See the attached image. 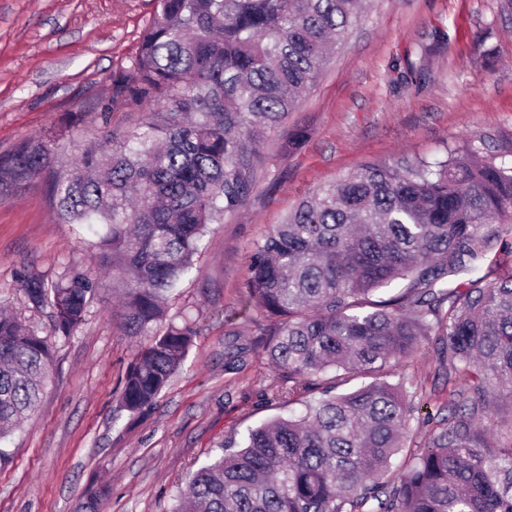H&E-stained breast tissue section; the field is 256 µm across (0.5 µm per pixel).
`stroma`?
<instances>
[{
  "mask_svg": "<svg viewBox=\"0 0 512 512\" xmlns=\"http://www.w3.org/2000/svg\"><path fill=\"white\" fill-rule=\"evenodd\" d=\"M157 0H0V153L37 134L57 137L58 166L102 130L126 132L137 106L107 111L112 74L128 68ZM298 128L308 133L289 145ZM478 153L512 164V0H370L316 85L265 134L245 206L213 225L175 310L199 327L188 358L144 415L119 407L128 364L145 344L119 310L95 303L70 336L22 293V275L93 268L85 233L61 223L43 172L0 201V307L52 342L38 410L0 440V512H171L195 470L225 437L298 415L285 373L258 345L259 310L246 303L250 256L302 199L362 161L390 165ZM442 339L392 366L416 410L385 474L398 481L413 452L448 415Z\"/></svg>",
  "mask_w": 512,
  "mask_h": 512,
  "instance_id": "35a3bbf8",
  "label": "stroma"
}]
</instances>
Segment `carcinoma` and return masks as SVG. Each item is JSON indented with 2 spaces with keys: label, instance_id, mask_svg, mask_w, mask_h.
<instances>
[{
  "label": "carcinoma",
  "instance_id": "carcinoma-1",
  "mask_svg": "<svg viewBox=\"0 0 512 512\" xmlns=\"http://www.w3.org/2000/svg\"><path fill=\"white\" fill-rule=\"evenodd\" d=\"M361 16V0H157L130 69L112 74L109 109L136 100L141 121L76 144L50 182L58 218L92 237L112 287L74 268L23 280L63 336L119 297L124 331L149 337L121 409L144 412L184 365L199 329L170 317L169 301L211 226L245 205L258 139ZM54 156L44 136L0 154V201ZM511 221L512 165L474 153L435 166L367 159L302 200L254 251L245 297L265 319L263 355L315 396L303 416L220 444L172 512H512V447L488 451L500 423L490 404L512 397V271L448 280L477 270L495 242L512 254L499 232ZM397 280L401 294L378 297ZM434 331L452 382L448 423L389 484L413 406L387 368ZM51 361L47 337L0 312V440L36 410ZM354 378L367 383L342 389Z\"/></svg>",
  "mask_w": 512,
  "mask_h": 512
}]
</instances>
